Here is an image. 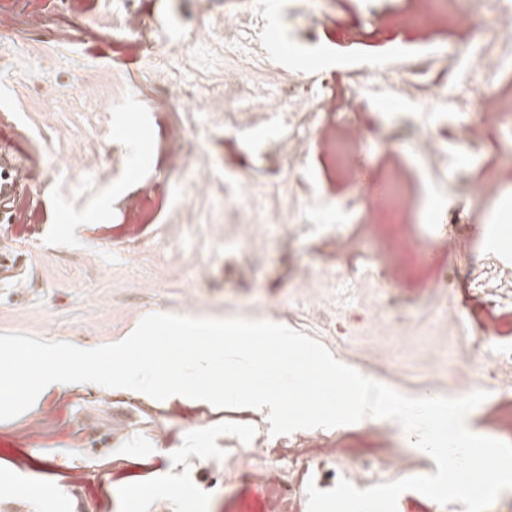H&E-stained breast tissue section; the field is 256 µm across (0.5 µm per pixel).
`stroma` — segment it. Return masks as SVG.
<instances>
[{"label":"stroma","mask_w":512,"mask_h":512,"mask_svg":"<svg viewBox=\"0 0 512 512\" xmlns=\"http://www.w3.org/2000/svg\"><path fill=\"white\" fill-rule=\"evenodd\" d=\"M403 0H267L282 39L259 42L245 19L200 12L194 0H137L159 37L179 40L181 81L200 95L173 108L158 72L163 58L139 54L114 26L125 0H0V153L38 177L0 200V263L27 274L23 287L0 281V333H19L81 348L129 335L147 315L244 318L285 325L334 345L339 361L405 395L453 396L458 350L485 329L512 343V301L490 309L461 284L473 259L441 256L455 271L435 292L438 267L416 268L399 256L392 290L400 319L367 320L378 291L365 278L349 298L336 297L337 268L373 271L371 260H337V232L371 218V250H383L412 226L433 244L436 220L464 235L494 227L512 249V194L488 209L445 181L424 180L411 153L414 137L442 133L443 122L467 123L465 107L448 98V77L429 43H462L446 26L433 40L373 25ZM68 17L72 41H54L49 22ZM200 26L223 37L200 45ZM345 67L329 68L327 56ZM331 96L334 111L321 109ZM291 113L303 156L289 161L280 141ZM135 115L153 136L150 153L121 134ZM363 130L360 145L372 179L398 169L415 173L426 193L416 209L368 203L332 147L347 125ZM194 144L197 168L174 169L175 155ZM37 211L39 230L24 231L19 208ZM318 261L320 274L300 271ZM459 308L456 328L442 307ZM388 354L382 371L373 356ZM267 410L218 408L206 401L144 400L135 390L71 383L39 396L19 417L0 421V512H288L270 488L294 474L271 460L250 461L225 433L245 426L270 438ZM512 433V397L475 409L472 432ZM303 458L335 442L353 468L357 488L371 485L394 445L378 419L312 429ZM51 479L49 493H17L30 474Z\"/></svg>","instance_id":"obj_1"}]
</instances>
